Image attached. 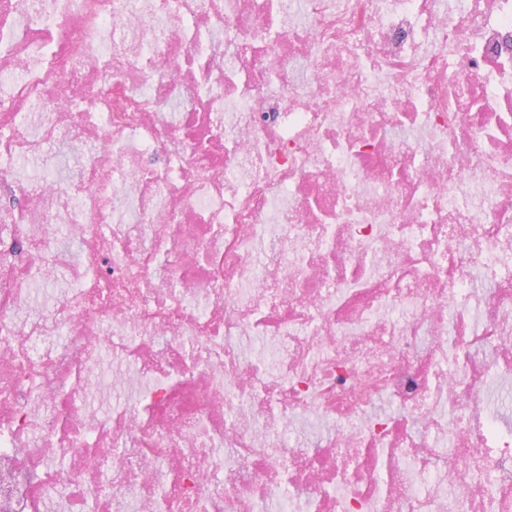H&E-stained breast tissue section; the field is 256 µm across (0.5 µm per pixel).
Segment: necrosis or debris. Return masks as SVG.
Here are the masks:
<instances>
[{
	"instance_id": "1",
	"label": "necrosis or debris",
	"mask_w": 512,
	"mask_h": 512,
	"mask_svg": "<svg viewBox=\"0 0 512 512\" xmlns=\"http://www.w3.org/2000/svg\"><path fill=\"white\" fill-rule=\"evenodd\" d=\"M493 402L512 0H0V512H512Z\"/></svg>"
}]
</instances>
